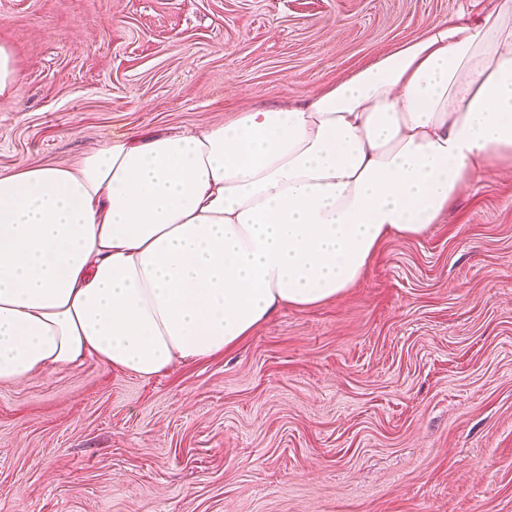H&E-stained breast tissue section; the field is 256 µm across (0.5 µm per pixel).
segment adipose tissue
<instances>
[{
  "instance_id": "adipose-tissue-1",
  "label": "adipose tissue",
  "mask_w": 512,
  "mask_h": 512,
  "mask_svg": "<svg viewBox=\"0 0 512 512\" xmlns=\"http://www.w3.org/2000/svg\"><path fill=\"white\" fill-rule=\"evenodd\" d=\"M512 163V0L221 126L0 173V383L93 357L148 379L354 286Z\"/></svg>"
}]
</instances>
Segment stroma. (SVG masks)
<instances>
[{
	"mask_svg": "<svg viewBox=\"0 0 512 512\" xmlns=\"http://www.w3.org/2000/svg\"><path fill=\"white\" fill-rule=\"evenodd\" d=\"M491 0H0L20 79L0 172L223 125ZM0 512H512V170L426 235L143 379L96 359L0 383Z\"/></svg>",
	"mask_w": 512,
	"mask_h": 512,
	"instance_id": "stroma-1",
	"label": "stroma"
}]
</instances>
